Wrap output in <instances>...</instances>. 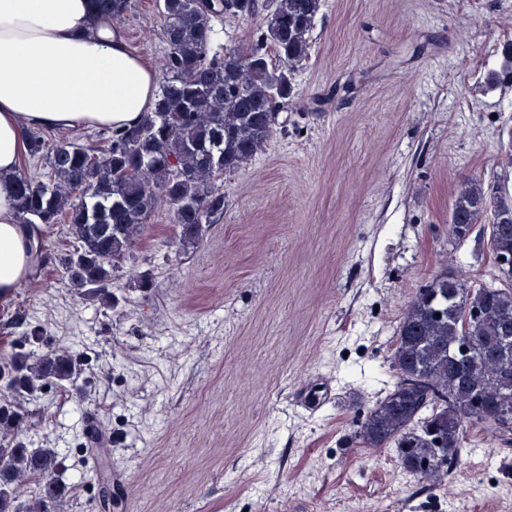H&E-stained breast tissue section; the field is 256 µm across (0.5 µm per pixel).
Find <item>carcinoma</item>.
<instances>
[{
    "label": "carcinoma",
    "mask_w": 512,
    "mask_h": 512,
    "mask_svg": "<svg viewBox=\"0 0 512 512\" xmlns=\"http://www.w3.org/2000/svg\"><path fill=\"white\" fill-rule=\"evenodd\" d=\"M119 23L130 0H93ZM166 53L151 111L142 122L97 133L91 141L61 138L45 148L28 134V154L47 172L20 173L16 209L23 224L52 228L66 218L73 249L66 276L112 307L109 288L159 205L186 244L199 243L224 214V175L244 167L273 137L274 114L291 98L289 72L308 57L322 0H157ZM264 7L265 25L253 44L208 58L214 18L251 15ZM493 84L512 83V44ZM494 207L489 247L512 257V208L501 188L466 180L453 200L450 224L458 241ZM391 364L396 382L356 430L360 444L393 449L403 469L431 478L467 451L473 427L508 432L512 420V271L496 267L477 286L446 271L419 289L399 320ZM70 352L49 350L0 362L14 378L11 391L31 396L63 386L75 374ZM29 411L0 403V512H57L62 466L52 448L22 440ZM40 482L39 496L17 500L13 484Z\"/></svg>",
    "instance_id": "obj_1"
}]
</instances>
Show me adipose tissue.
<instances>
[{"instance_id": "obj_1", "label": "adipose tissue", "mask_w": 512, "mask_h": 512, "mask_svg": "<svg viewBox=\"0 0 512 512\" xmlns=\"http://www.w3.org/2000/svg\"><path fill=\"white\" fill-rule=\"evenodd\" d=\"M156 74L91 0H0V297L16 290L36 240L15 209L30 130L139 123Z\"/></svg>"}]
</instances>
